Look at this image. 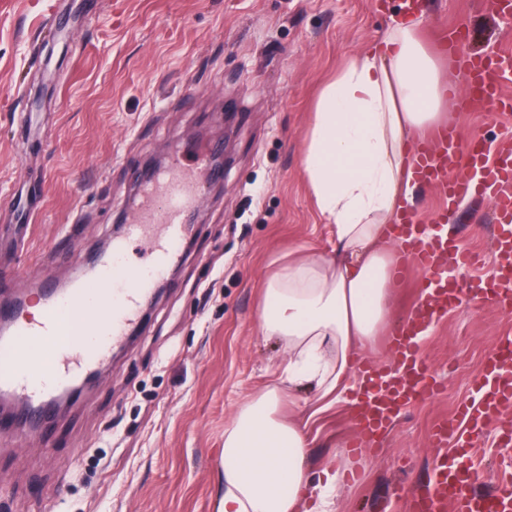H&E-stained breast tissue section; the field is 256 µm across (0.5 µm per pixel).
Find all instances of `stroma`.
Masks as SVG:
<instances>
[{
	"instance_id": "35a3bbf8",
	"label": "stroma",
	"mask_w": 512,
	"mask_h": 512,
	"mask_svg": "<svg viewBox=\"0 0 512 512\" xmlns=\"http://www.w3.org/2000/svg\"><path fill=\"white\" fill-rule=\"evenodd\" d=\"M423 33L461 22L469 53L512 50V20L484 0H424ZM401 0H0V297L73 280L130 217L135 170L196 134L228 148L222 190L201 196L176 277L123 355L47 433L0 430V512H219L224 431L275 387L278 416L305 427L312 475L354 432L347 403L289 388L288 351L263 334L268 279L290 251L332 254L336 226L303 177L322 84L378 42ZM53 12L54 30L43 27ZM464 138H512V113L458 112ZM26 139V151L16 147ZM491 201L462 246L491 267ZM512 314L478 301L448 311L422 344L439 392L413 404L379 453L349 456L336 512H406L393 491L428 480L433 422L453 417Z\"/></svg>"
}]
</instances>
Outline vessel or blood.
Instances as JSON below:
<instances>
[{"mask_svg":"<svg viewBox=\"0 0 512 512\" xmlns=\"http://www.w3.org/2000/svg\"><path fill=\"white\" fill-rule=\"evenodd\" d=\"M459 61L469 89L462 101L467 111L512 112V96L504 91L512 73L503 54H463ZM414 155L417 179L439 188L446 203L426 224L402 216L393 233L399 274L417 270L420 286L429 296L409 310L390 336L392 367L366 362L359 368L360 386L349 405L356 436L351 448L356 453L380 449L401 411L437 392L435 371L419 350L422 334L432 323L467 300L512 313V141L464 142L456 128L443 127L419 140ZM187 162L185 155L175 154L168 169L144 185L139 211L128 220L124 239L111 250L108 275L72 292L44 282L39 292L46 305L39 322L24 320L17 305L0 310V323L7 328L0 338V394L13 401L11 420L17 426L30 430L50 419L58 393L94 371L122 342L150 295L154 278L179 258L189 230L187 217L201 194ZM478 196L494 204V275L488 280L471 276L478 258L461 248L448 230L453 206ZM138 240L151 245V262L144 268L125 260L128 243ZM91 298L102 313L93 323L83 318ZM82 330L92 331L96 340L74 359L69 339ZM511 403L512 339L508 338L486 356L482 375L456 417L433 424L434 445L451 444L455 451L452 458H436L433 480L410 491L409 512H447L451 506L456 512H512V471L504 472L495 491L480 492L470 453L475 443L483 441L499 406Z\"/></svg>","mask_w":512,"mask_h":512,"instance_id":"1","label":"vessel or blood"}]
</instances>
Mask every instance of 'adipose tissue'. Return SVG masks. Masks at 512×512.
I'll return each instance as SVG.
<instances>
[{"label":"adipose tissue","instance_id":"1","mask_svg":"<svg viewBox=\"0 0 512 512\" xmlns=\"http://www.w3.org/2000/svg\"><path fill=\"white\" fill-rule=\"evenodd\" d=\"M421 27V16L401 13L321 90L303 171L336 226V252L289 263L265 290L260 326L287 344L289 382H316L324 398L343 395L352 357L388 321L398 259L390 226L417 187L409 143L451 122L450 60L431 50ZM279 403L268 389L225 429L221 512H332L336 474L326 468L312 480L307 437L278 418Z\"/></svg>","mask_w":512,"mask_h":512}]
</instances>
